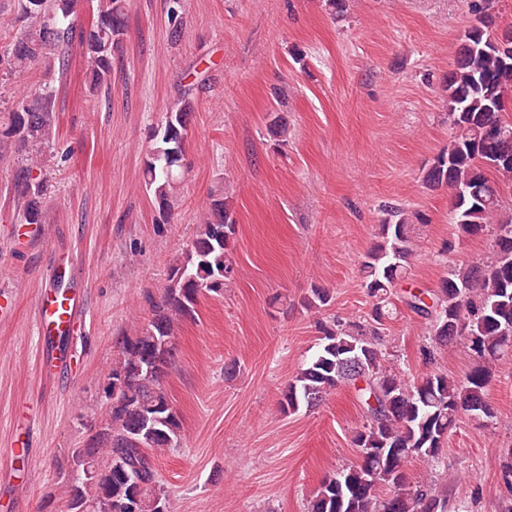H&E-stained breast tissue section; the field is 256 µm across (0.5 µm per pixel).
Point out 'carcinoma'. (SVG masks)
I'll list each match as a JSON object with an SVG mask.
<instances>
[{
	"label": "carcinoma",
	"mask_w": 512,
	"mask_h": 512,
	"mask_svg": "<svg viewBox=\"0 0 512 512\" xmlns=\"http://www.w3.org/2000/svg\"><path fill=\"white\" fill-rule=\"evenodd\" d=\"M84 0H14L13 17L0 18V78L14 81L17 95L0 107V165L12 169L5 197L20 224L41 223L49 201L42 152L56 125V94L45 83L27 92L33 69L71 72L97 92L112 78L115 55L127 33L131 0H96V11L81 17ZM169 36L184 35V0H166ZM467 52H457L448 73L451 150L440 151L424 175L431 190L453 195V226L459 237L487 232L486 255L448 267L431 290L408 291L401 302L425 324L426 363L437 346H457L470 364L461 377L430 370L411 383L397 371L385 347V323L394 310L396 288L413 252L412 226L426 218L398 206L383 209L380 241L364 257L361 273L371 298L365 316L317 321V352L282 391L280 410L313 407L344 386L357 392L363 422L352 431L355 462L321 482L308 512H449L448 478L432 476L412 484L404 467L421 458L440 463L448 435L469 417H495L489 389L496 365L512 357V215H502V193L512 182V43L498 46L488 28L468 31ZM195 87L178 91L160 125L143 169L146 192L166 218L185 179L188 128ZM237 221L231 196L211 195L206 218L183 256L172 266L162 295H148L154 317L137 336H125L108 374L112 404L101 431L72 450L81 474L68 487L70 512H155L170 504L162 489L154 452L178 443L181 422L161 387L165 369L178 355L176 328L195 313L203 293H221L235 280L233 243ZM331 305L329 294L311 290L305 306L317 312ZM499 482L512 493V448L503 454Z\"/></svg>",
	"instance_id": "carcinoma-1"
}]
</instances>
